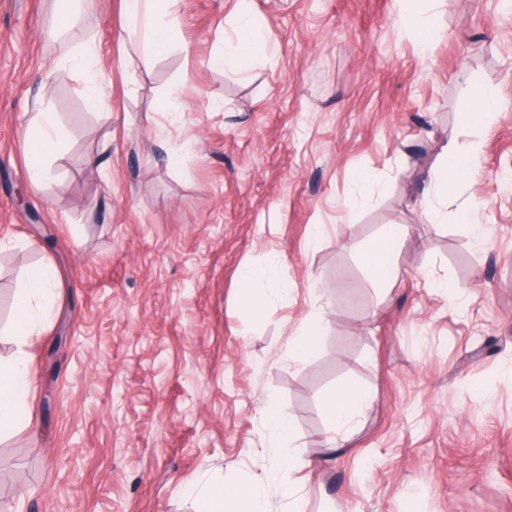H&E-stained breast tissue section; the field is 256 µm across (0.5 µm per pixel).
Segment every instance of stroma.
<instances>
[{
    "instance_id": "35a3bbf8",
    "label": "stroma",
    "mask_w": 512,
    "mask_h": 512,
    "mask_svg": "<svg viewBox=\"0 0 512 512\" xmlns=\"http://www.w3.org/2000/svg\"><path fill=\"white\" fill-rule=\"evenodd\" d=\"M54 5L0 0V361L29 362L36 415L0 435V512H188L204 482L256 475L284 512L268 408L316 462L307 512H512V11L441 0L424 52L398 0H252L275 53L238 75L219 61L237 0H177V45L151 59L122 0H84L72 36ZM81 37L111 121L70 61ZM473 89L497 112L472 116ZM40 106L66 138L36 188ZM451 129L480 158L481 237L416 204ZM386 225L381 286L360 252ZM39 262L59 300L24 343ZM248 267L287 296L244 311ZM309 317L324 334L288 365ZM349 381L370 404L332 450L323 399Z\"/></svg>"
}]
</instances>
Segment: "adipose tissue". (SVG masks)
<instances>
[{
  "label": "adipose tissue",
  "mask_w": 512,
  "mask_h": 512,
  "mask_svg": "<svg viewBox=\"0 0 512 512\" xmlns=\"http://www.w3.org/2000/svg\"><path fill=\"white\" fill-rule=\"evenodd\" d=\"M130 18V32L138 40L144 56L167 53L175 43L178 20L172 7L174 0H125ZM434 0H402L401 18L421 49H429L443 32L432 20ZM271 49L252 18L248 0H239L236 24L224 36V61L239 72L247 71L254 60L271 57ZM74 60L85 76L89 106L105 112L101 73L96 66L92 40L77 44ZM64 132L50 112L37 113L27 128L25 148L32 183L47 174L48 161L59 149ZM479 167L474 153H462L446 144L440 176L431 178L419 203L434 218L447 213L455 192L467 185ZM394 226L384 227L373 245L361 253V262L373 281L379 284L393 280L396 269L387 258L386 247L396 234ZM55 274L47 265L30 267L24 292L15 302L16 333L32 336L51 316L56 290ZM32 374L26 363L0 368V430L16 425H32L34 407L29 399ZM370 403L369 396L356 385L345 384L324 400V413L334 435L350 433ZM194 512H268L263 479L249 478L232 484L207 482L192 494Z\"/></svg>",
  "instance_id": "obj_1"
}]
</instances>
